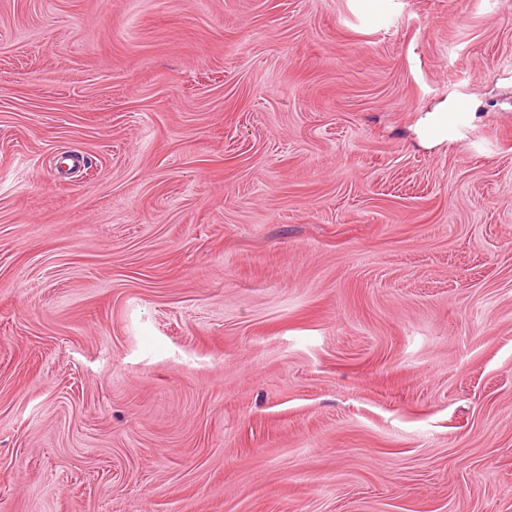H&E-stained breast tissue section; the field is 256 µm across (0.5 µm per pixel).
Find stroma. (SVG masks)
Returning a JSON list of instances; mask_svg holds the SVG:
<instances>
[{
	"mask_svg": "<svg viewBox=\"0 0 512 512\" xmlns=\"http://www.w3.org/2000/svg\"><path fill=\"white\" fill-rule=\"evenodd\" d=\"M0 512H512V0H0ZM453 107L448 105V108L441 112H428L422 119L421 137L430 143L439 144L448 139V129L452 126L453 118L456 115L455 123L461 124L463 120V113L466 112V106L461 104L456 112H452ZM467 116L471 113H467Z\"/></svg>",
	"mask_w": 512,
	"mask_h": 512,
	"instance_id": "stroma-1",
	"label": "stroma"
}]
</instances>
